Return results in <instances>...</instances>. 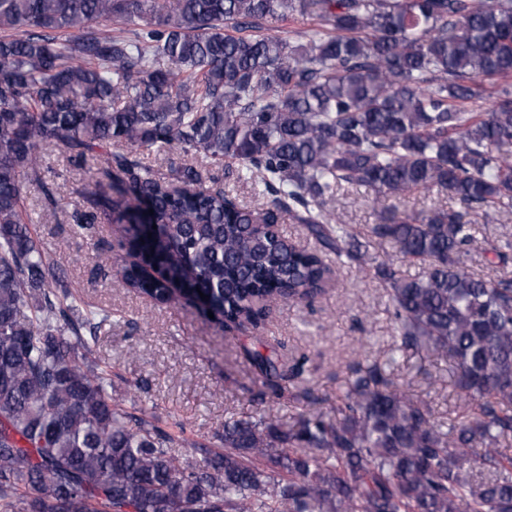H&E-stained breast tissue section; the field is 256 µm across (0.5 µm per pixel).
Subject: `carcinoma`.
I'll return each mask as SVG.
<instances>
[{"label": "carcinoma", "mask_w": 512, "mask_h": 512, "mask_svg": "<svg viewBox=\"0 0 512 512\" xmlns=\"http://www.w3.org/2000/svg\"><path fill=\"white\" fill-rule=\"evenodd\" d=\"M315 21L290 41L273 24ZM115 21L131 33L104 29ZM512 0H0V512H512V279L466 269L470 216L512 201ZM495 97L483 110L478 102ZM146 199L159 224L125 284L165 304L153 256L229 329L310 303L321 250L270 228L291 219L386 287L395 347L448 359L468 411L448 423L375 364L350 369L332 412L282 429L224 421L192 464L175 437L112 398L89 362L110 315L74 306L26 223L47 148ZM177 152L169 176L144 152ZM224 177L260 179V207ZM445 192L458 207H382L357 242L327 200ZM78 227L129 220L100 182ZM425 262L414 277L405 263ZM224 189L235 197L240 205L249 208L258 207L260 198L256 195L254 186L250 182L224 181Z\"/></svg>", "instance_id": "carcinoma-1"}]
</instances>
